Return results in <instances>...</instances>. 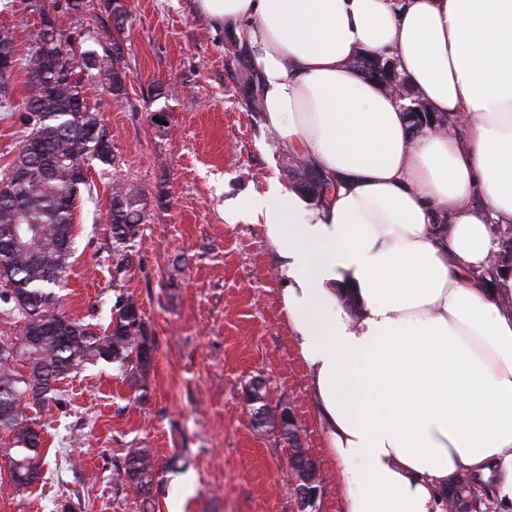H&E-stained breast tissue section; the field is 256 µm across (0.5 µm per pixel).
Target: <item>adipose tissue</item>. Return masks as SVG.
I'll use <instances>...</instances> for the list:
<instances>
[{
    "label": "adipose tissue",
    "mask_w": 512,
    "mask_h": 512,
    "mask_svg": "<svg viewBox=\"0 0 512 512\" xmlns=\"http://www.w3.org/2000/svg\"><path fill=\"white\" fill-rule=\"evenodd\" d=\"M248 60L261 123L330 188L277 185L262 223L345 512H445L492 481L512 512V0H195ZM390 59L465 135L410 129L351 65ZM474 482L475 479L467 474H461L455 478L454 482L449 487L450 493L453 495H463L467 498L461 496L460 498L448 499V505L446 506L447 512H468L470 509L469 498L472 500L470 490ZM474 490L479 497L485 498L488 496L487 490L478 484H474ZM482 504L483 503L478 500L473 504L472 500V512H479Z\"/></svg>",
    "instance_id": "ef3b65f1"
}]
</instances>
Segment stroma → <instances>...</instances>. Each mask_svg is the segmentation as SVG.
<instances>
[{
    "label": "stroma",
    "instance_id": "35a3bbf8",
    "mask_svg": "<svg viewBox=\"0 0 512 512\" xmlns=\"http://www.w3.org/2000/svg\"><path fill=\"white\" fill-rule=\"evenodd\" d=\"M29 0L0 13L24 59L40 25ZM52 18L76 51L102 59L124 49L125 91L83 80L112 138V165L92 163L75 214L71 272L56 291L60 312L98 333L112 320L116 289L133 294L152 342L143 387L98 362L59 381L64 407H32L47 453L42 481L15 491L0 481V512H139V496L116 481L131 448L156 469V512H298L289 445L261 425L248 390L261 381L270 410L298 418V439L317 465L316 512H345L337 466L307 391L308 372L277 300L279 280L261 224L224 212L242 198L288 184L285 151L241 95L243 70L223 33L194 0H125L116 29L106 0L79 10L56 0ZM30 127L0 112V172ZM143 197L145 221L123 276L112 266L111 186Z\"/></svg>",
    "mask_w": 512,
    "mask_h": 512
}]
</instances>
